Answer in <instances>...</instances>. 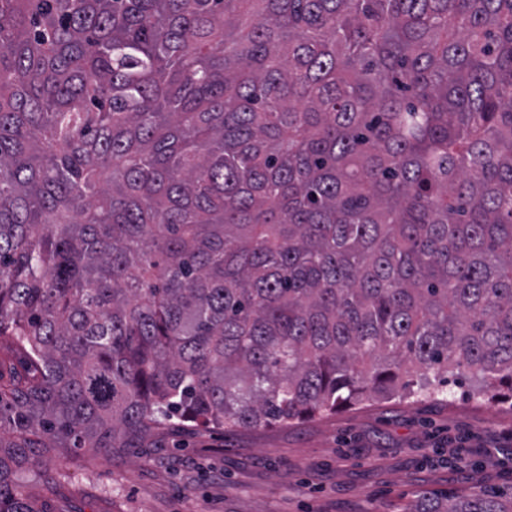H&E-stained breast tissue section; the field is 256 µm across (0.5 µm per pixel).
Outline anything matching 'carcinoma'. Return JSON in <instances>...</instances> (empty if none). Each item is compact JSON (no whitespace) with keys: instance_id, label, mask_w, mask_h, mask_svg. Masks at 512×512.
Here are the masks:
<instances>
[{"instance_id":"1","label":"carcinoma","mask_w":512,"mask_h":512,"mask_svg":"<svg viewBox=\"0 0 512 512\" xmlns=\"http://www.w3.org/2000/svg\"><path fill=\"white\" fill-rule=\"evenodd\" d=\"M457 375L512 397V0H0V512Z\"/></svg>"}]
</instances>
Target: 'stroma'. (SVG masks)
<instances>
[{
	"instance_id": "35a3bbf8",
	"label": "stroma",
	"mask_w": 512,
	"mask_h": 512,
	"mask_svg": "<svg viewBox=\"0 0 512 512\" xmlns=\"http://www.w3.org/2000/svg\"><path fill=\"white\" fill-rule=\"evenodd\" d=\"M510 430L512 403L452 384L253 428L174 416L142 447L61 451L25 482L38 512H402L423 490L512 493Z\"/></svg>"
}]
</instances>
